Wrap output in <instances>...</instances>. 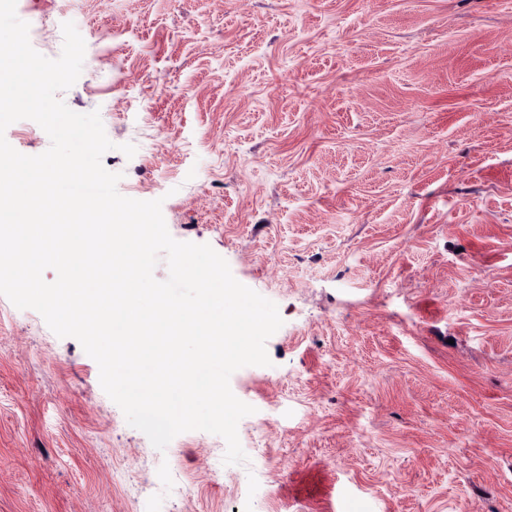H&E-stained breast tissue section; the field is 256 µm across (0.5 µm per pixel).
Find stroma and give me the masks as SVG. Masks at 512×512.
<instances>
[{
  "label": "stroma",
  "instance_id": "obj_1",
  "mask_svg": "<svg viewBox=\"0 0 512 512\" xmlns=\"http://www.w3.org/2000/svg\"><path fill=\"white\" fill-rule=\"evenodd\" d=\"M120 194L283 320L225 440L131 427L0 295V512H512V0H17ZM135 145L133 157L120 147Z\"/></svg>",
  "mask_w": 512,
  "mask_h": 512
}]
</instances>
